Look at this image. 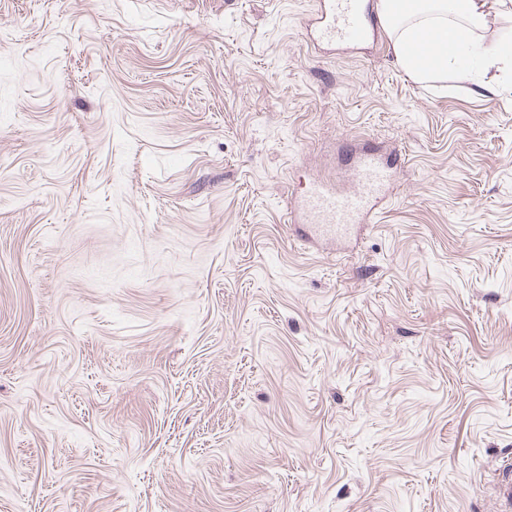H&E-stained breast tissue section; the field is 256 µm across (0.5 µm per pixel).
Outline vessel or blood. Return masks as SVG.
I'll list each match as a JSON object with an SVG mask.
<instances>
[{
	"instance_id": "1",
	"label": "vessel or blood",
	"mask_w": 512,
	"mask_h": 512,
	"mask_svg": "<svg viewBox=\"0 0 512 512\" xmlns=\"http://www.w3.org/2000/svg\"><path fill=\"white\" fill-rule=\"evenodd\" d=\"M411 6V0H332L328 9L318 13L317 20L330 39L355 45L378 28L380 15H402ZM393 178L391 163L376 151H356L353 191H339L325 183L314 184L300 205L292 207L291 213L294 220L316 224L320 235H349L355 225L372 223Z\"/></svg>"
}]
</instances>
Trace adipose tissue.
<instances>
[{
	"instance_id": "adipose-tissue-1",
	"label": "adipose tissue",
	"mask_w": 512,
	"mask_h": 512,
	"mask_svg": "<svg viewBox=\"0 0 512 512\" xmlns=\"http://www.w3.org/2000/svg\"><path fill=\"white\" fill-rule=\"evenodd\" d=\"M413 15L390 20L393 51L401 67L416 78H427L459 63L474 27L480 26L491 0H417ZM464 17L461 25L448 22L449 14Z\"/></svg>"
}]
</instances>
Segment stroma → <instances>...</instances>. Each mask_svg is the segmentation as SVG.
Masks as SVG:
<instances>
[{"label": "stroma", "instance_id": "1", "mask_svg": "<svg viewBox=\"0 0 512 512\" xmlns=\"http://www.w3.org/2000/svg\"><path fill=\"white\" fill-rule=\"evenodd\" d=\"M316 0H0V512H501L512 75ZM402 151L375 224L289 200ZM332 1L328 9L318 10L317 22L320 23L327 36L339 43L355 45L363 42L370 31L379 28L380 2L384 5L387 16L403 15L411 6V0H329ZM367 2V3H366Z\"/></svg>", "mask_w": 512, "mask_h": 512}]
</instances>
